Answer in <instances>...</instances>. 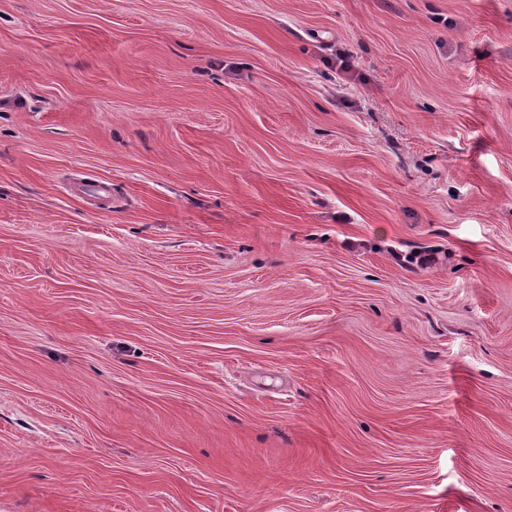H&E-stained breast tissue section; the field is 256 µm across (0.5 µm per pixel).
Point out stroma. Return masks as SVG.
<instances>
[{
	"instance_id": "1",
	"label": "stroma",
	"mask_w": 512,
	"mask_h": 512,
	"mask_svg": "<svg viewBox=\"0 0 512 512\" xmlns=\"http://www.w3.org/2000/svg\"><path fill=\"white\" fill-rule=\"evenodd\" d=\"M0 512H512V0H0Z\"/></svg>"
}]
</instances>
